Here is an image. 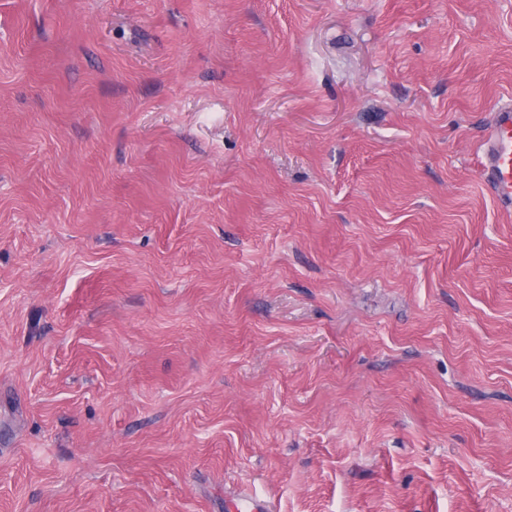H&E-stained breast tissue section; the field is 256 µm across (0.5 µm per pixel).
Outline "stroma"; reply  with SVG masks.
I'll return each instance as SVG.
<instances>
[{
	"instance_id": "35a3bbf8",
	"label": "stroma",
	"mask_w": 512,
	"mask_h": 512,
	"mask_svg": "<svg viewBox=\"0 0 512 512\" xmlns=\"http://www.w3.org/2000/svg\"><path fill=\"white\" fill-rule=\"evenodd\" d=\"M512 0H0V512H512ZM493 122L481 146V173L496 201L512 208V96L498 99Z\"/></svg>"
}]
</instances>
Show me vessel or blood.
Wrapping results in <instances>:
<instances>
[{
    "instance_id": "1",
    "label": "vessel or blood",
    "mask_w": 512,
    "mask_h": 512,
    "mask_svg": "<svg viewBox=\"0 0 512 512\" xmlns=\"http://www.w3.org/2000/svg\"><path fill=\"white\" fill-rule=\"evenodd\" d=\"M481 146V173L496 201L512 208V96L498 99Z\"/></svg>"
}]
</instances>
